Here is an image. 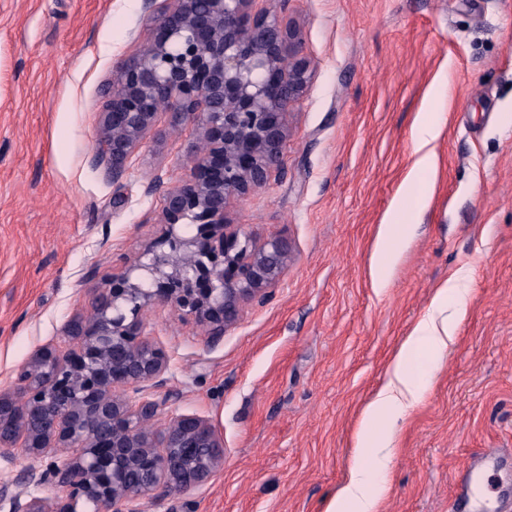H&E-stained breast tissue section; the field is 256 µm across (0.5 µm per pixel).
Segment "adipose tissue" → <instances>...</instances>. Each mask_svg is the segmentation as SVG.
Instances as JSON below:
<instances>
[{
  "instance_id": "ef3b65f1",
  "label": "adipose tissue",
  "mask_w": 512,
  "mask_h": 512,
  "mask_svg": "<svg viewBox=\"0 0 512 512\" xmlns=\"http://www.w3.org/2000/svg\"><path fill=\"white\" fill-rule=\"evenodd\" d=\"M441 131L440 114H419L413 127V173L435 179V144ZM454 290L455 285L450 281L437 289L429 312L416 323L394 354L384 384L362 411L354 434L356 453L349 477L332 496L325 512H377L384 487L375 479L374 466L382 455L391 451L393 438L388 424L416 404L422 395V384L410 371L409 360L420 346H428L438 354L452 343L464 316V301Z\"/></svg>"
}]
</instances>
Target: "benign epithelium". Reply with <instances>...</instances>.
I'll return each instance as SVG.
<instances>
[{
    "instance_id": "obj_1",
    "label": "benign epithelium",
    "mask_w": 512,
    "mask_h": 512,
    "mask_svg": "<svg viewBox=\"0 0 512 512\" xmlns=\"http://www.w3.org/2000/svg\"><path fill=\"white\" fill-rule=\"evenodd\" d=\"M257 0H172L154 10L151 42L117 63L98 126L92 163L112 180L129 168L140 143L156 130L161 107L172 122L198 131L205 151L193 155L190 178L163 188L160 223L169 250L148 252L135 266L148 280L125 277L119 287L93 290L87 314L69 320L68 346L36 349L0 390V458L19 453L47 461L29 481L51 484L63 503L8 493V512H140L146 498L187 492L224 467V439L208 419L182 414L163 427L170 358L146 336L142 310L172 305L207 328L216 344L243 307L265 299L291 258L288 241L255 240L228 220L231 202L269 181L288 138V115L310 83L299 33ZM200 225L191 237L176 233ZM138 395L132 399L131 394ZM70 453L59 457L57 448Z\"/></svg>"
}]
</instances>
